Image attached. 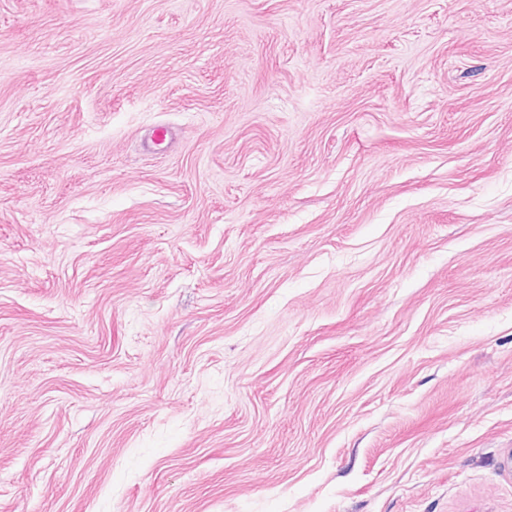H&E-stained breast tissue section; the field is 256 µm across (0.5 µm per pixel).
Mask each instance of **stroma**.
Returning <instances> with one entry per match:
<instances>
[{"mask_svg": "<svg viewBox=\"0 0 512 512\" xmlns=\"http://www.w3.org/2000/svg\"><path fill=\"white\" fill-rule=\"evenodd\" d=\"M0 512H512V0H0Z\"/></svg>", "mask_w": 512, "mask_h": 512, "instance_id": "1", "label": "stroma"}]
</instances>
